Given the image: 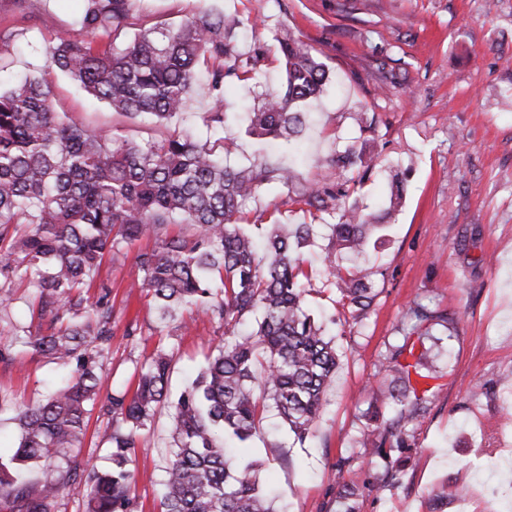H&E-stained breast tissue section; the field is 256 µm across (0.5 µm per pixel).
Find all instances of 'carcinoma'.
Returning <instances> with one entry per match:
<instances>
[{"mask_svg": "<svg viewBox=\"0 0 512 512\" xmlns=\"http://www.w3.org/2000/svg\"><path fill=\"white\" fill-rule=\"evenodd\" d=\"M13 20L36 24L30 0H13ZM240 24L201 10L174 25L143 27L133 22L132 0H83L78 35L48 42L41 74L0 89V279L27 281L39 320H48L47 328L39 324L24 338L9 331L3 339L71 367L44 400L18 412L20 438L11 458L0 459V486L13 469L65 459L80 447L102 380L98 357L112 340L114 308L107 295L90 293L106 256L152 237L156 248L136 256L140 278L130 287L151 297L161 320L194 306L228 332L249 319L256 324L245 337L232 335L216 346L178 394L170 389L173 356L157 352L141 367L133 392H118L106 405L112 470L76 462L38 490L11 483L0 490V512H55L58 497L73 485L84 512H133L130 454L162 410L169 434L160 512H275L255 462L239 451L269 409L305 441L323 411L339 355L305 309L302 254L314 225L274 222L260 247L241 224L244 207L260 188L277 183L292 193L290 201L334 218L327 282L356 319L367 314L375 288L337 254L360 252L380 218L347 203L376 166L363 146L327 158L340 178L329 185L295 187L285 168L224 164L226 86L253 79L267 61L260 48L240 53ZM275 41L284 91L264 94L250 112L249 132L290 141L306 125L300 105L321 97L330 75L309 44L288 32ZM53 72L118 114L157 123L184 110L203 73L214 103L204 125L214 140L175 130L136 142L91 130L56 110ZM170 224L192 232L171 237ZM426 325L448 327V313L409 305L402 316L405 336ZM409 355L405 343L389 350L361 432V447L382 470L338 487L341 512H361L364 496L400 484L405 475L410 432L428 409L429 390L418 386L431 378L420 362L407 361Z\"/></svg>", "mask_w": 512, "mask_h": 512, "instance_id": "carcinoma-1", "label": "carcinoma"}]
</instances>
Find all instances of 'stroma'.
I'll return each instance as SVG.
<instances>
[{
  "label": "stroma",
  "instance_id": "obj_1",
  "mask_svg": "<svg viewBox=\"0 0 512 512\" xmlns=\"http://www.w3.org/2000/svg\"><path fill=\"white\" fill-rule=\"evenodd\" d=\"M36 26L21 30L0 51V80L35 74L46 65L48 41L78 32L82 0H31ZM242 19L240 48L266 51L254 80L235 84L224 101V160L244 168L261 161L292 165L297 182L335 183L326 159L336 147L367 141L378 168L358 186L364 212L381 214L391 171L401 173V208L383 239L347 260L373 282L378 295L364 318H353L327 288L325 248L331 230L321 213L291 210L285 188H263L244 208L249 224L272 213L288 223L314 224V244L303 257L311 291L308 307L320 314L341 355L315 435L294 441L268 412L248 455L261 460V481L277 489V512H336V490L350 476L373 473L360 445L364 413L389 346L403 342L402 313L411 302L447 311L454 323L433 326L415 344L433 397L415 429L404 483L366 496L361 512H429L430 493H448L444 512H512V63L500 54L512 38V0H133L146 24L176 22L197 9ZM289 31L309 43L330 70L328 93L304 106L300 140L267 150L244 120L261 93L281 86L275 37ZM57 108L90 128L142 141L169 129H192L206 138L210 98L195 94L184 112L162 127L112 112L54 79ZM374 114L363 130L356 113ZM144 239L106 261L97 280L115 309L112 342L100 359L102 382L82 442L80 461L112 466L99 434L108 418L99 410L112 393L133 390L135 375L159 349L174 353L173 389L183 388L205 363L209 347L224 339V325L186 308L178 320H159L149 298L129 290L139 271L136 256L152 250ZM69 372L30 349L13 346L0 359V455L17 445L19 409L35 404ZM168 421L156 416L132 456L131 496L136 512H157L166 466ZM348 459L339 470V459ZM467 483L466 500L457 487Z\"/></svg>",
  "mask_w": 512,
  "mask_h": 512
}]
</instances>
